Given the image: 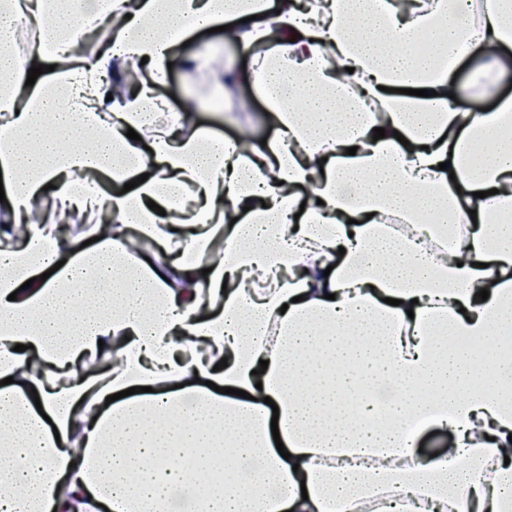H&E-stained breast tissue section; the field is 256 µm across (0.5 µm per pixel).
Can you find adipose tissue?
Masks as SVG:
<instances>
[{"mask_svg":"<svg viewBox=\"0 0 512 512\" xmlns=\"http://www.w3.org/2000/svg\"><path fill=\"white\" fill-rule=\"evenodd\" d=\"M119 9L83 51L73 29ZM23 19L35 53L0 50V512H512V0H0L1 29ZM220 23L267 141L160 93ZM475 55L489 112L452 94Z\"/></svg>","mask_w":512,"mask_h":512,"instance_id":"adipose-tissue-1","label":"adipose tissue"}]
</instances>
